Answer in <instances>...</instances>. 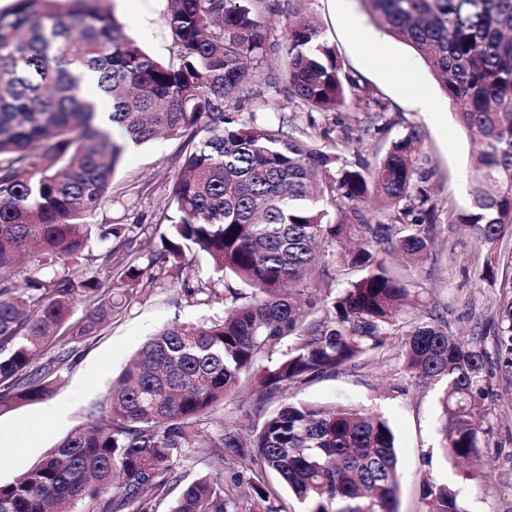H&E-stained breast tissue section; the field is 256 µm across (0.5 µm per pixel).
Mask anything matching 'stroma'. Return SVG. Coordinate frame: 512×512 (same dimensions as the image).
Listing matches in <instances>:
<instances>
[{"instance_id": "1", "label": "stroma", "mask_w": 512, "mask_h": 512, "mask_svg": "<svg viewBox=\"0 0 512 512\" xmlns=\"http://www.w3.org/2000/svg\"><path fill=\"white\" fill-rule=\"evenodd\" d=\"M110 6L151 55L164 61L172 58V39L160 19L162 0H111ZM298 11L319 22L345 70L375 87L387 106L381 116L349 110L319 113L317 124L362 122L365 131L359 154L368 160L374 159L376 145L411 129L420 133V155L429 172L425 188L437 205L435 246L423 263L408 268L407 275L426 290L425 316L446 322L452 334L485 353L483 368L490 391L478 418L484 467L470 479L468 464L447 457L442 432L444 387L411 386L399 356L401 337L390 338L369 365L340 367L294 391L292 397L319 405L363 408L389 422L398 447V512H419L420 487L426 478L453 486L465 512H512V369L506 367V355L495 342L498 308L506 292L512 291V273L503 265L504 247L479 244L462 225L448 221L449 211L468 205L466 183L478 147L422 59L404 41L370 24L361 0H266L262 18L271 75H283L286 25ZM378 46L392 57L394 69L375 59ZM416 89L424 93L427 108L418 106L412 95ZM296 110L282 87L265 85L259 97L243 102L239 118L274 121L285 116L306 125V117L297 116ZM179 145L178 139L162 136L129 150L115 172L112 201L95 216V223L143 225L138 246L148 252L160 250L169 226L159 217L175 176L168 160ZM183 262L190 279L211 282L214 296H190L178 285L157 281L147 295L131 300L123 315L99 335L78 345L60 369L49 397L0 411V431L11 437L9 447H0V484L12 482L50 448L85 426L90 412L99 411L113 380L157 330L177 320L198 322L223 316L228 290L244 289L233 278L216 274L203 254L185 253ZM53 406L64 407L62 421L48 416Z\"/></svg>"}]
</instances>
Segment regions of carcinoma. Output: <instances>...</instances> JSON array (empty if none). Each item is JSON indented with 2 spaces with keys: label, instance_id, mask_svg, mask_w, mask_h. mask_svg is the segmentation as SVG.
Instances as JSON below:
<instances>
[{
  "label": "carcinoma",
  "instance_id": "carcinoma-1",
  "mask_svg": "<svg viewBox=\"0 0 512 512\" xmlns=\"http://www.w3.org/2000/svg\"><path fill=\"white\" fill-rule=\"evenodd\" d=\"M174 49L164 63L125 31L104 0H16L0 11V411L48 397L75 348H57L77 296L90 302L74 341L97 335L127 302L159 280L188 283L184 250L252 289L224 317L174 322L150 338L112 385L108 418L76 429L33 468L0 484V512H156L189 460L213 470L189 484L170 512H284L274 472L304 512H398L395 436L381 415L344 405L254 407L245 439L215 407L258 386L289 392L341 366L365 364L393 331L416 387L445 384L444 449L480 461L474 419L487 390L483 356L448 325L420 317L423 292L375 244L416 262L434 244L436 206L421 183L418 131L351 163L362 137L344 128L284 131L241 122L229 101L266 66L264 0H164ZM372 22L414 49L481 145L470 206L448 223L483 244L512 236V0H364ZM284 93L307 113L384 112L378 90L344 71L311 21L288 27ZM120 137L112 134L113 128ZM182 140L167 202L171 238L159 257L135 247V226L114 224L118 243L97 269L83 256L112 200L123 156L160 133ZM300 133L305 139L294 136ZM389 204L385 219L368 210ZM43 266L13 288L18 258ZM332 257L359 273L337 296L311 299L307 279ZM294 343L283 351L288 339ZM497 343L512 365V294ZM420 512H464L450 486L423 481Z\"/></svg>",
  "mask_w": 512,
  "mask_h": 512
}]
</instances>
